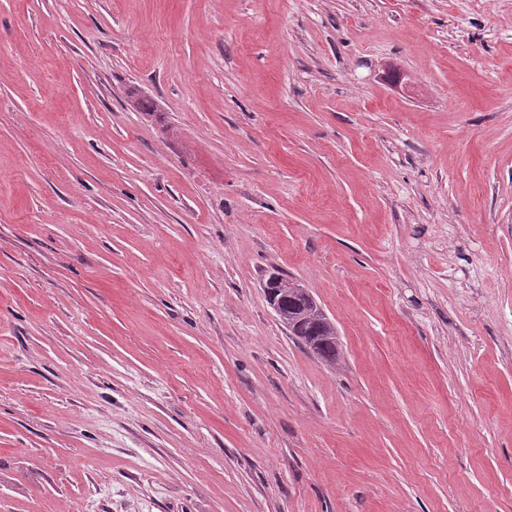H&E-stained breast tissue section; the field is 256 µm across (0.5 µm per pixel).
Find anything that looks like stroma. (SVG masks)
<instances>
[{
    "mask_svg": "<svg viewBox=\"0 0 512 512\" xmlns=\"http://www.w3.org/2000/svg\"><path fill=\"white\" fill-rule=\"evenodd\" d=\"M0 512H512V0H0ZM282 278L277 285V290L283 302V320L288 321V325L290 324L296 328L299 335L295 336H317L321 352L319 359L325 362L327 360L328 363L336 361L339 354L336 330H333L313 313H310V308L308 310L301 309L294 295L296 291L289 287V283L287 285V280L283 282Z\"/></svg>",
    "mask_w": 512,
    "mask_h": 512,
    "instance_id": "35a3bbf8",
    "label": "stroma"
}]
</instances>
